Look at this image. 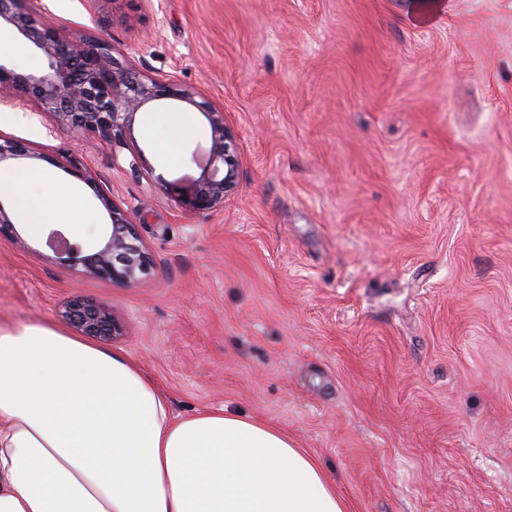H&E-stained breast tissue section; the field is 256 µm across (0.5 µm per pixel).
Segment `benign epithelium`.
Listing matches in <instances>:
<instances>
[{
	"label": "benign epithelium",
	"mask_w": 512,
	"mask_h": 512,
	"mask_svg": "<svg viewBox=\"0 0 512 512\" xmlns=\"http://www.w3.org/2000/svg\"><path fill=\"white\" fill-rule=\"evenodd\" d=\"M28 0H0V24L11 26L28 44L48 60L45 73L18 71L0 63V103L10 91L38 104L53 114L69 131L80 136L98 134L108 143L136 145L135 126L144 108L159 101H178L198 110L207 120L210 138L208 167L196 185L180 196L181 203L195 212L215 211L234 193L239 160L234 151L236 134L224 115V107L202 98L198 88H182L172 80L141 75L112 55V48L98 40L71 35L63 25L27 8ZM41 159L25 144L0 134V166L14 161ZM153 193H175L177 188L163 174L148 168ZM73 176L90 186L108 213L106 235L98 247L86 250L53 229L48 244L61 264L82 267L90 276L121 281L129 286L140 282L152 265L151 254L136 231L128 212L119 208L97 185L88 170ZM62 316L79 332L109 339L121 335L112 308L93 299H76L65 304Z\"/></svg>",
	"instance_id": "7a95c632"
}]
</instances>
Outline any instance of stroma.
<instances>
[{"label":"stroma","instance_id":"1","mask_svg":"<svg viewBox=\"0 0 512 512\" xmlns=\"http://www.w3.org/2000/svg\"><path fill=\"white\" fill-rule=\"evenodd\" d=\"M140 74L202 89L237 134L239 184L194 212L211 145L170 101L136 146L0 106V133L63 184L90 169L153 267L138 285L0 238V324L108 302L102 340L174 414L226 409L288 432L347 512H512V0H33ZM0 61L46 57L0 27ZM193 133L165 159L173 113ZM147 167H133L136 151Z\"/></svg>","mask_w":512,"mask_h":512}]
</instances>
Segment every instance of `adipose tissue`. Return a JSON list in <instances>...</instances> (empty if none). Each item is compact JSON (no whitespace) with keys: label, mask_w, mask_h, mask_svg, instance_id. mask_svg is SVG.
<instances>
[{"label":"adipose tissue","mask_w":512,"mask_h":512,"mask_svg":"<svg viewBox=\"0 0 512 512\" xmlns=\"http://www.w3.org/2000/svg\"><path fill=\"white\" fill-rule=\"evenodd\" d=\"M30 231L75 188L5 175ZM41 196L28 193L30 181ZM0 512H345L332 480L287 432L224 410L174 415L137 364L50 323L0 324Z\"/></svg>","instance_id":"obj_1"}]
</instances>
